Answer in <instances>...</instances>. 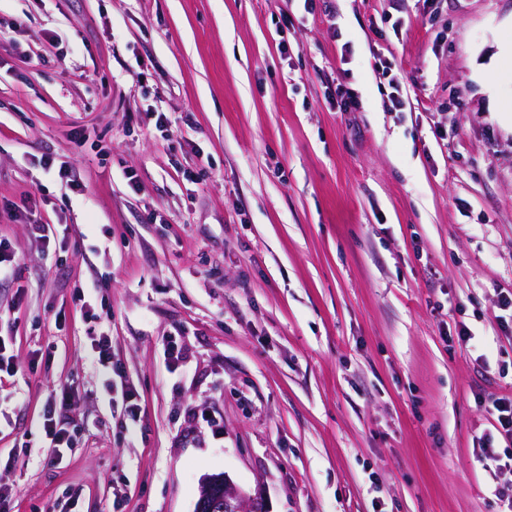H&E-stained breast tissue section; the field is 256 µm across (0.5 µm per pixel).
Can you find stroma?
Wrapping results in <instances>:
<instances>
[{"label": "stroma", "instance_id": "35a3bbf8", "mask_svg": "<svg viewBox=\"0 0 512 512\" xmlns=\"http://www.w3.org/2000/svg\"><path fill=\"white\" fill-rule=\"evenodd\" d=\"M511 41L512 0H0L10 512H195L219 473L265 512H495ZM79 291L139 420L103 394ZM69 401V392L68 389L63 386L60 389V396L55 395L54 398L48 400L45 404L43 411V423L42 429L44 431L45 437L48 440L49 448H55L56 456L55 461L60 463L63 461V450L62 448H69L70 439L67 435L66 431L63 429H58L56 424L54 423V415L57 412V409H62L68 405Z\"/></svg>", "mask_w": 512, "mask_h": 512}]
</instances>
